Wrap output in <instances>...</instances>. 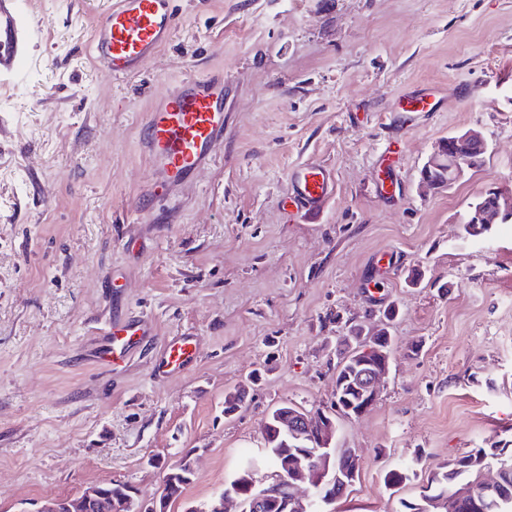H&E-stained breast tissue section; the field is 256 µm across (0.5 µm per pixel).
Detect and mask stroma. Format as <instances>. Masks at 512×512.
<instances>
[{
    "mask_svg": "<svg viewBox=\"0 0 512 512\" xmlns=\"http://www.w3.org/2000/svg\"><path fill=\"white\" fill-rule=\"evenodd\" d=\"M111 5L22 0L26 61L0 71V512L107 481L151 500L185 448L195 476L171 512L206 504L272 409L330 407L348 323L393 346L375 405L338 421L359 477L331 512H403L429 471L512 442V224L484 242L456 222L512 189V0H175L172 41L125 77L91 46ZM210 75L224 137L155 190L146 116ZM420 89L433 111L407 112ZM465 128L483 166L421 192L436 142ZM301 164L335 175L315 216L286 210ZM117 317L151 334L108 368L91 352ZM183 337L195 362L160 375Z\"/></svg>",
    "mask_w": 512,
    "mask_h": 512,
    "instance_id": "1",
    "label": "stroma"
}]
</instances>
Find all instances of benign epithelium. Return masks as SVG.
Masks as SVG:
<instances>
[{
	"label": "benign epithelium",
	"instance_id": "1",
	"mask_svg": "<svg viewBox=\"0 0 512 512\" xmlns=\"http://www.w3.org/2000/svg\"><path fill=\"white\" fill-rule=\"evenodd\" d=\"M487 149V141L483 134L475 129H468L439 141L433 152L429 155L420 170V184L428 191L441 187V183L432 177V171L441 169V165H448V179L458 181L470 170L469 155L478 150ZM512 221V197H504L497 189L490 188L483 194V202L477 207L465 212L459 218V223L473 224L475 228L469 232L475 236L489 237L492 226L506 224ZM358 337L356 345L351 352L361 357L373 356L374 363L369 366L364 390L366 403L355 411L359 416L374 405L380 391V386L389 374L390 355L372 354L368 343L370 334L364 328L356 327ZM265 432L272 437H283L293 441L313 437L316 440L315 452L319 458V465L313 469H306L300 465L283 461V468L279 469L280 476L272 479L263 476L258 479L253 476V470H247L250 475L247 483L238 486L235 495H226L220 500L218 512H225L226 505L235 507L245 506L247 512H266L275 504H281L289 512H311L316 492L320 490L330 472L336 469V423L335 415L323 412L319 418L313 419L309 413L301 408L282 412L277 418V426L265 424ZM300 483L309 486L311 494L307 502H302L297 496V487ZM131 489L117 496L128 512H167L168 505L175 498L171 488L157 492L152 498L151 505L145 507L129 495ZM110 495V486L105 483L94 484L84 488L79 494L58 498L41 505L35 512H87L90 504L102 500Z\"/></svg>",
	"mask_w": 512,
	"mask_h": 512
}]
</instances>
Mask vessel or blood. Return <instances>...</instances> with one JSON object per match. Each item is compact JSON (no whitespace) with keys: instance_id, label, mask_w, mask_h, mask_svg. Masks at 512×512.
<instances>
[{"instance_id":"1","label":"vessel or blood","mask_w":512,"mask_h":512,"mask_svg":"<svg viewBox=\"0 0 512 512\" xmlns=\"http://www.w3.org/2000/svg\"><path fill=\"white\" fill-rule=\"evenodd\" d=\"M18 0H0V66L22 58L14 32ZM177 26L173 0H115L93 32L97 61L113 75L127 76L140 62L167 45ZM224 134V83L185 78L180 89L153 107L146 117L143 142L159 184L189 177L210 158L211 144ZM334 177L324 167L300 166L290 176L291 200L307 212L319 211L333 190ZM149 333L143 321H113L94 352L97 361L116 364ZM195 358L189 341L172 342L159 366L171 374Z\"/></svg>"}]
</instances>
